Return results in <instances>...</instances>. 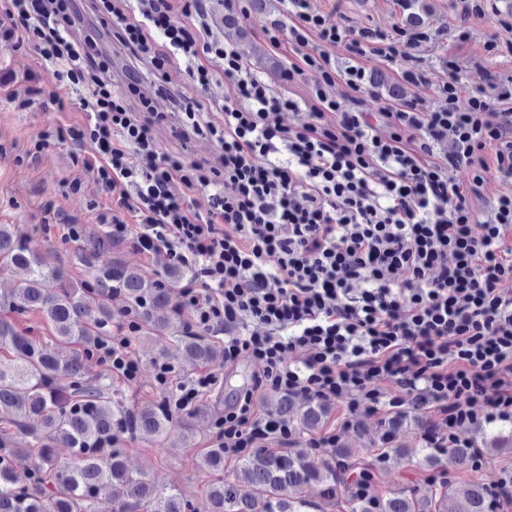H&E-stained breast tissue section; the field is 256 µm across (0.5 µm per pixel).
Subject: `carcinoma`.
Listing matches in <instances>:
<instances>
[{
    "instance_id": "carcinoma-1",
    "label": "carcinoma",
    "mask_w": 512,
    "mask_h": 512,
    "mask_svg": "<svg viewBox=\"0 0 512 512\" xmlns=\"http://www.w3.org/2000/svg\"><path fill=\"white\" fill-rule=\"evenodd\" d=\"M75 256L87 267L76 285L48 266L19 225L0 224V274L25 273L9 294H0V512H197L180 492H162L144 472L129 471L121 448L124 438L144 436L173 448L175 429L190 430L197 408L177 409L170 397L128 401L126 393L101 378L85 376L83 363L112 338V297L120 295L133 311L138 331L170 336L183 347L190 364L223 363L224 350L188 331L169 284L185 271L166 270L164 279L145 277L112 258L105 242L76 240ZM33 313L48 326L52 343L19 328L14 314ZM326 405H301L284 395L274 414L311 435L325 421ZM71 449L61 461L56 448ZM416 466L430 471L439 455L431 448L407 449ZM34 459L24 479L17 463ZM198 468L213 473L208 485L209 512H308L312 495L331 503L350 498L351 512H491V489L475 482L459 492L451 484L430 497L400 490L360 496L349 477L364 480L370 467L336 449V461H315L299 442L292 448H261L233 463L236 477L250 483L254 496L243 498L224 479V449L206 448ZM291 495L283 497L284 490Z\"/></svg>"
}]
</instances>
